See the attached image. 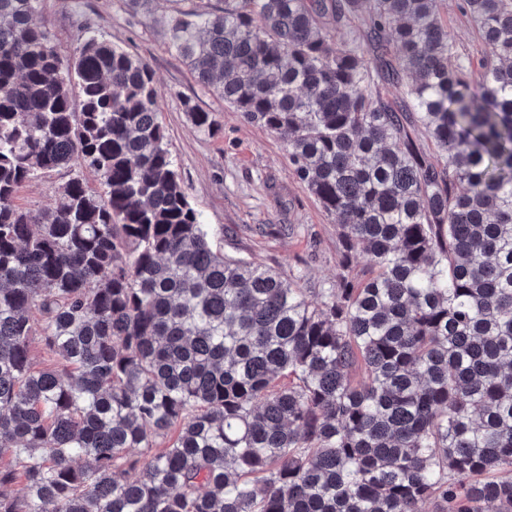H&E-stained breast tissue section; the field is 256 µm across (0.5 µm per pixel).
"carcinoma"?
Wrapping results in <instances>:
<instances>
[{
	"mask_svg": "<svg viewBox=\"0 0 512 512\" xmlns=\"http://www.w3.org/2000/svg\"><path fill=\"white\" fill-rule=\"evenodd\" d=\"M40 3L0 0V512H512V0H462L476 63L442 0L165 18L336 214L315 302L214 249L149 66L89 20L61 47ZM62 170L54 208L16 204ZM460 5L461 0H445L443 15L448 22V33L458 50L476 63L480 58L481 46L473 23L463 15Z\"/></svg>",
	"mask_w": 512,
	"mask_h": 512,
	"instance_id": "obj_1",
	"label": "carcinoma"
}]
</instances>
